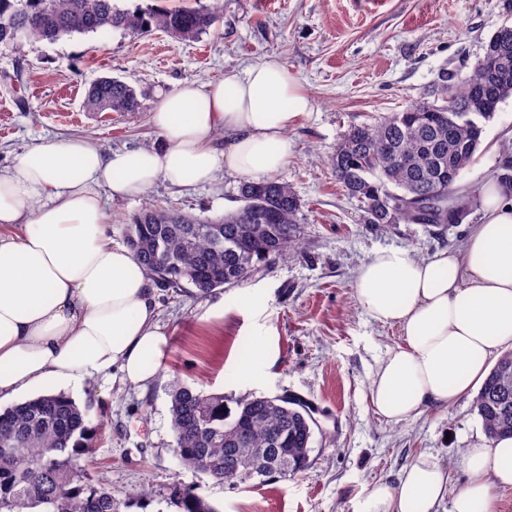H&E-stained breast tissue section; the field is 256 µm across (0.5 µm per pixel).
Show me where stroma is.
<instances>
[{"mask_svg": "<svg viewBox=\"0 0 512 512\" xmlns=\"http://www.w3.org/2000/svg\"><path fill=\"white\" fill-rule=\"evenodd\" d=\"M512 25V0H224L214 30L190 43L162 32L76 34L0 48V167L45 138L91 139L101 147H151L150 116L182 82H214L275 56L302 85L312 110L290 129L292 154L281 177L300 199L301 247L248 280L201 297L157 288L170 333L159 375L136 387L120 378L86 377L73 398L89 406L94 439L77 464L97 486L123 498L146 492L126 512H180L175 489H194L216 512H361L380 481H396L419 454L435 456L448 488L465 480L464 449L486 440L465 397L428 408L400 424L379 417L370 382L379 358L401 341L398 326L371 319L353 287L357 267L379 248L425 259L459 246L480 218L459 224H368L360 203L337 183L329 164L343 134L428 100L443 77L464 81L492 34ZM103 76L132 85L135 112L85 111L87 89ZM512 135V98L485 126L482 144L456 182L481 190L500 172V145ZM240 175L179 191L164 183L107 202L112 239L122 242L145 202L216 218L238 207ZM223 303L224 314L207 316ZM273 364L256 378L239 374L244 344ZM232 399L284 396L306 403L315 419L309 467L259 484L217 482L181 469L172 453L168 388L173 379Z\"/></svg>", "mask_w": 512, "mask_h": 512, "instance_id": "1", "label": "stroma"}]
</instances>
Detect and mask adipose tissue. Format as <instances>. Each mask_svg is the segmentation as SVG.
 <instances>
[{
  "label": "adipose tissue",
  "mask_w": 512,
  "mask_h": 512,
  "mask_svg": "<svg viewBox=\"0 0 512 512\" xmlns=\"http://www.w3.org/2000/svg\"><path fill=\"white\" fill-rule=\"evenodd\" d=\"M310 110L299 82L269 58L164 96L151 114L158 145L106 151L89 139H45L0 168V402L115 370L127 384L154 380L168 332L149 272L112 240L104 197L160 181L190 190L225 169L279 173L287 133ZM481 197L461 248L426 259L381 248L355 272L361 308L404 337L372 376L371 404L387 422L451 406L512 347V186L489 180ZM458 465L467 480L452 492L441 463L419 456L396 482L376 483L361 512H437L446 500L450 512H489L493 490L512 486V437L465 449Z\"/></svg>",
  "instance_id": "1"
}]
</instances>
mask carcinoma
<instances>
[{
    "instance_id": "obj_1",
    "label": "carcinoma",
    "mask_w": 512,
    "mask_h": 512,
    "mask_svg": "<svg viewBox=\"0 0 512 512\" xmlns=\"http://www.w3.org/2000/svg\"><path fill=\"white\" fill-rule=\"evenodd\" d=\"M223 0L199 8L122 9L114 0H0V47L19 52L32 40L74 34L164 32L182 43L207 33ZM434 100L394 112L376 124L350 127L331 158L336 181L362 205L370 224H459L476 194L458 195L453 174L481 145L492 103L512 96V27L498 28L462 83L448 76ZM88 112H136L135 89L116 77L89 87ZM500 178L512 182V144L501 145ZM240 205L202 220L148 203L124 225L126 245L160 287L187 286L206 296L232 287L266 263L285 259L300 237V199L276 177L248 180ZM170 421L180 465L217 481L248 477L242 462L260 448H282L286 479L309 464L313 429L309 407L287 397L228 400L179 381L169 391ZM492 440L512 435V350L491 368L473 399ZM89 407L48 392L0 411V512H120L129 500L73 474L92 441ZM182 512H215L192 490L180 493Z\"/></svg>"
}]
</instances>
